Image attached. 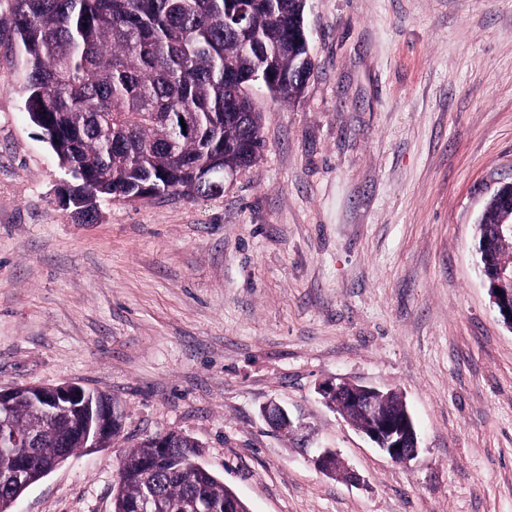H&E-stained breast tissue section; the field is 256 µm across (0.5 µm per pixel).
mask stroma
I'll return each mask as SVG.
<instances>
[{
	"mask_svg": "<svg viewBox=\"0 0 512 512\" xmlns=\"http://www.w3.org/2000/svg\"><path fill=\"white\" fill-rule=\"evenodd\" d=\"M10 8L0 386L77 383L125 413L17 512H112L121 457L169 430L250 512H512V329L476 240L512 180V0H305L316 67L290 103L250 88L258 160L223 193L104 201L89 224L26 112ZM328 381L403 395L416 457L355 431ZM327 448L355 480L315 468Z\"/></svg>",
	"mask_w": 512,
	"mask_h": 512,
	"instance_id": "35a3bbf8",
	"label": "stroma"
}]
</instances>
